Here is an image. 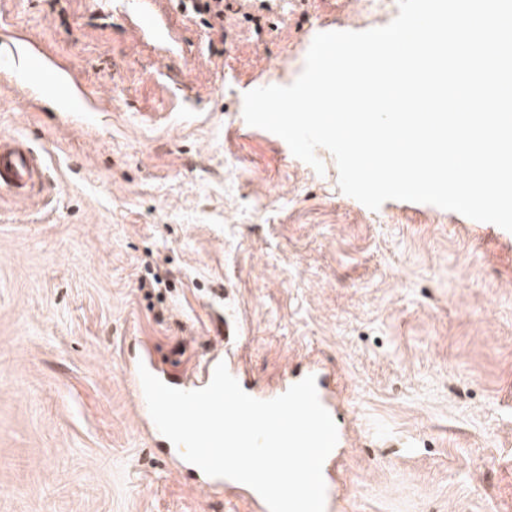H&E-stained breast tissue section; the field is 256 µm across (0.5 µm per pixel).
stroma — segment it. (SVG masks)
<instances>
[{
    "instance_id": "obj_1",
    "label": "stroma",
    "mask_w": 512,
    "mask_h": 512,
    "mask_svg": "<svg viewBox=\"0 0 512 512\" xmlns=\"http://www.w3.org/2000/svg\"><path fill=\"white\" fill-rule=\"evenodd\" d=\"M398 13L224 0L208 29L175 0H0V133L44 168L0 195V512H248L169 462L123 378L141 340L166 367L218 347L219 295L251 384L335 375L336 512H512V232L370 210L329 150L316 172L243 117L318 28Z\"/></svg>"
}]
</instances>
